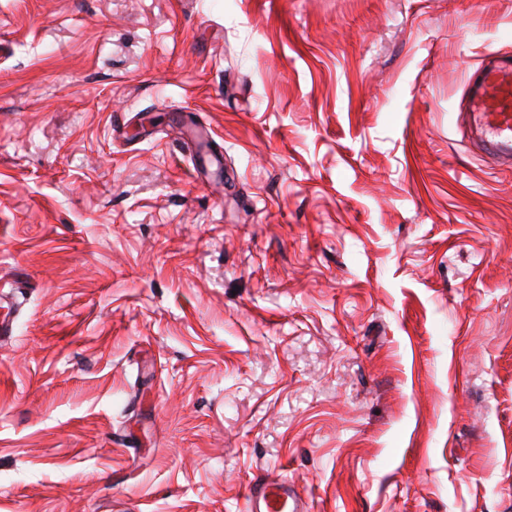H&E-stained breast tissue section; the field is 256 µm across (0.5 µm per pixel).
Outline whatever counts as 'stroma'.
Masks as SVG:
<instances>
[{
	"label": "stroma",
	"mask_w": 512,
	"mask_h": 512,
	"mask_svg": "<svg viewBox=\"0 0 512 512\" xmlns=\"http://www.w3.org/2000/svg\"><path fill=\"white\" fill-rule=\"evenodd\" d=\"M491 52L512 0H0V512H512ZM467 109L480 148L497 163L512 165V60L490 53L468 80ZM288 504L291 512H309L310 505L293 490L288 481L262 477L254 480L244 497L243 512H272Z\"/></svg>",
	"instance_id": "obj_1"
}]
</instances>
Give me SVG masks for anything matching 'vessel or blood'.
Listing matches in <instances>:
<instances>
[{"label": "vessel or blood", "mask_w": 512, "mask_h": 512, "mask_svg": "<svg viewBox=\"0 0 512 512\" xmlns=\"http://www.w3.org/2000/svg\"><path fill=\"white\" fill-rule=\"evenodd\" d=\"M467 109L479 135L481 149L497 163L512 165V59L496 53L468 80ZM310 512V505L283 479L254 480L244 497L242 512Z\"/></svg>", "instance_id": "vessel-or-blood-1"}]
</instances>
